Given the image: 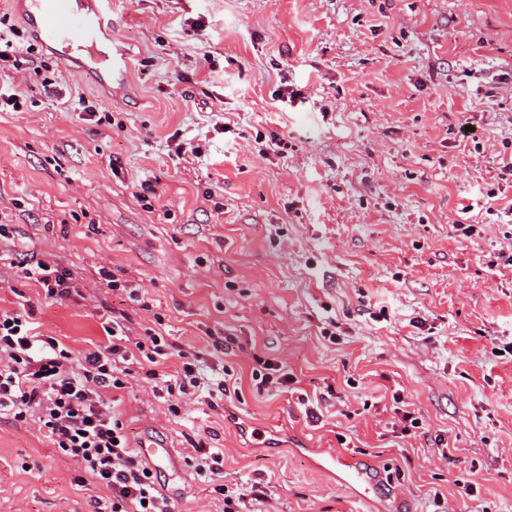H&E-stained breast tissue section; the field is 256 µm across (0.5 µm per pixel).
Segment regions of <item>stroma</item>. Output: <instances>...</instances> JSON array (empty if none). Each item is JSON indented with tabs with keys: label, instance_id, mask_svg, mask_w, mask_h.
<instances>
[{
	"label": "stroma",
	"instance_id": "stroma-1",
	"mask_svg": "<svg viewBox=\"0 0 512 512\" xmlns=\"http://www.w3.org/2000/svg\"><path fill=\"white\" fill-rule=\"evenodd\" d=\"M111 7L101 44L125 66L107 83L43 44L48 69L0 63L24 92L0 109V311L33 308L76 353L115 321L158 329L210 381L235 379L176 417L149 362L107 394L132 444L182 457L156 472L174 512H224L185 461L193 439L223 451L225 485L261 482L268 512H362L318 448L381 473L374 512H512V0ZM22 254L69 272V296L45 299ZM259 358L325 394L319 421L257 391ZM396 392L420 421L405 438ZM79 475L46 430L0 416V512L108 506Z\"/></svg>",
	"mask_w": 512,
	"mask_h": 512
}]
</instances>
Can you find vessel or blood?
Wrapping results in <instances>:
<instances>
[{"label": "vessel or blood", "instance_id": "vessel-or-blood-1", "mask_svg": "<svg viewBox=\"0 0 512 512\" xmlns=\"http://www.w3.org/2000/svg\"><path fill=\"white\" fill-rule=\"evenodd\" d=\"M111 0H24L23 17L33 33L65 60L81 59L92 72L109 74L120 70L121 56H107L98 46L102 35L112 31ZM148 465L176 466L172 449L159 443L139 447ZM320 467L359 499L370 501L381 478L367 462L343 463L336 455L323 456Z\"/></svg>", "mask_w": 512, "mask_h": 512}]
</instances>
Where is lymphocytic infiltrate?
<instances>
[{"label": "lymphocytic infiltrate", "mask_w": 512, "mask_h": 512, "mask_svg": "<svg viewBox=\"0 0 512 512\" xmlns=\"http://www.w3.org/2000/svg\"><path fill=\"white\" fill-rule=\"evenodd\" d=\"M32 316L29 309L0 313V415L46 429L90 484L111 490L110 512H172L105 395L124 388L119 365L135 350L150 364L147 377L172 397L169 412L178 415V401L201 388L196 364L183 362L174 374L156 369V361L169 357L165 336L151 330L133 342L117 325L107 330L109 344L74 354L55 337L34 334Z\"/></svg>", "instance_id": "obj_1"}]
</instances>
